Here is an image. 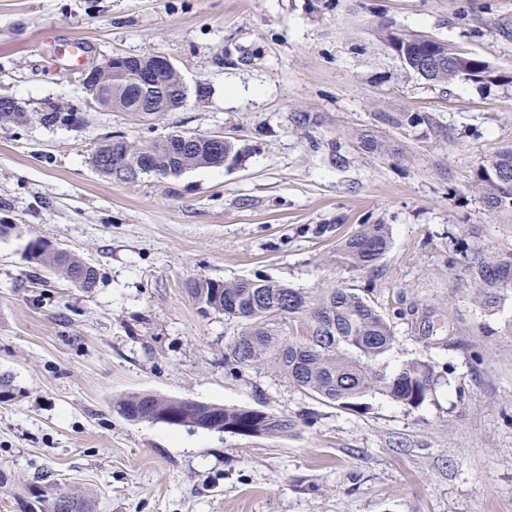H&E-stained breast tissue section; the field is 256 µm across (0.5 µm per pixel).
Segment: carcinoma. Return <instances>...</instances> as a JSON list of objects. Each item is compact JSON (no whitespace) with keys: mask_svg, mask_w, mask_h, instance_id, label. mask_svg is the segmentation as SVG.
Instances as JSON below:
<instances>
[{"mask_svg":"<svg viewBox=\"0 0 512 512\" xmlns=\"http://www.w3.org/2000/svg\"><path fill=\"white\" fill-rule=\"evenodd\" d=\"M381 35L388 46L405 42L400 59L412 68L420 57L433 52L457 59L459 66L445 65L429 80L450 83L483 73L484 61L444 41L385 27ZM134 87L125 79L112 80L110 94L116 109L126 107ZM157 92L165 95L161 116L176 112L185 95L174 74L157 73ZM155 92V93H157ZM149 93V96H155ZM33 121L45 128L74 126L81 113L55 104L50 112L32 113ZM151 160L153 175L175 178L198 168L219 167L231 156L233 144L224 143L220 152L205 135L186 142L183 135L170 133L164 138L145 141L111 140L102 144L91 158L92 166L107 177L121 181L119 172L141 162L139 151ZM477 178L484 191V202L491 209L512 210V147L496 150L482 160ZM390 247L385 224H364L336 248V265L348 270L375 266ZM29 262L51 269L74 286L90 289L97 281V270L70 253L55 249L43 240L27 246ZM464 272L477 290L485 310L499 307L501 293L512 288V254L490 259L478 249L462 256ZM191 297L202 307L242 323L241 331L224 355V362L247 367L264 362L273 364L302 391L344 409L366 410V399L382 394L410 408H418L433 396L440 384L435 366L424 360H410L397 370L389 369L387 357L395 349L396 335L390 322L355 289L343 285L324 288L316 294L291 288L272 280H198L189 288ZM304 324L302 336H285L284 320ZM206 409L220 415L226 432L235 435H283L294 428L286 416L263 410L204 404L195 400L172 399L150 393H134L117 403V410L131 421L135 414L153 418L163 413L181 412L194 416ZM26 492L39 504L65 503V512H90L87 502L69 493H59L55 484L25 485Z\"/></svg>","mask_w":512,"mask_h":512,"instance_id":"obj_1","label":"carcinoma"}]
</instances>
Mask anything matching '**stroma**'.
I'll return each mask as SVG.
<instances>
[{"mask_svg": "<svg viewBox=\"0 0 512 512\" xmlns=\"http://www.w3.org/2000/svg\"><path fill=\"white\" fill-rule=\"evenodd\" d=\"M473 53L505 79L433 83L382 25ZM80 38V65L53 48ZM168 58L207 103L154 125L88 104L84 67ZM512 0H0V95L82 110L83 123L0 126V472L37 474L93 512H512V290L474 301L458 259L512 254V210L488 209L484 157L512 145ZM221 133L236 156L120 182L89 157L115 135ZM383 143L364 149L360 134ZM385 224L376 267L336 268L337 244ZM43 239L98 270L94 288L27 260ZM344 284L389 320L388 362H432L412 409L305 395L267 365L228 369L240 327L197 280ZM288 417L285 436L132 422L133 393Z\"/></svg>", "mask_w": 512, "mask_h": 512, "instance_id": "35a3bbf8", "label": "stroma"}]
</instances>
